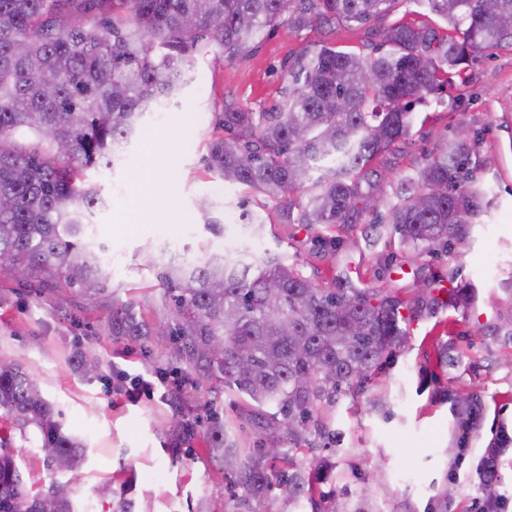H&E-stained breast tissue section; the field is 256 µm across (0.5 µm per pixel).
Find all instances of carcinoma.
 I'll list each match as a JSON object with an SVG mask.
<instances>
[{
	"mask_svg": "<svg viewBox=\"0 0 512 512\" xmlns=\"http://www.w3.org/2000/svg\"><path fill=\"white\" fill-rule=\"evenodd\" d=\"M391 0H0V261L25 275L21 285L53 279L97 298L112 280L105 247L90 220L105 205L85 171L129 145L145 115L165 109L187 83L204 40L232 60L285 24L298 32L339 23L366 25ZM448 28L398 23L382 31L374 57L323 41L288 66L282 96L266 112L224 104L225 136L209 145L208 170L280 201L281 224L344 227L378 206L383 174L374 161L408 136L412 105L443 87L467 83L478 53L512 40V0H426ZM476 139L452 136L399 181L398 202L377 213L416 252L462 235L486 196L474 180ZM305 197L299 203L294 196ZM206 230L223 220L203 203ZM235 252L174 258L158 278L170 317L158 326L130 303L112 301L117 338L170 342V373L204 371L251 400L248 416L267 435L240 448L216 412L210 448L224 462L237 508L278 488L288 506L341 512L336 494L315 498L317 477L332 468L299 455L336 438L329 421L340 397H355L404 345L407 328L439 298L405 302L391 293L324 288L288 256L249 241L267 217L247 208ZM288 448L265 451L268 436ZM34 441L53 473H76L85 444L63 431L59 412L33 374L0 362V512H75L70 482L52 479L32 493L11 448ZM486 507L499 508L496 459L480 468Z\"/></svg>",
	"mask_w": 512,
	"mask_h": 512,
	"instance_id": "obj_1",
	"label": "carcinoma"
}]
</instances>
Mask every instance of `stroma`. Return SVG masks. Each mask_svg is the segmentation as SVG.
<instances>
[{
    "mask_svg": "<svg viewBox=\"0 0 512 512\" xmlns=\"http://www.w3.org/2000/svg\"><path fill=\"white\" fill-rule=\"evenodd\" d=\"M436 19L415 0H393L371 24H341L329 32L282 27L230 61L201 42L178 100L147 116L139 138L114 166L87 171L108 203L92 222L109 247L116 298L76 293L60 308L52 292L23 290L0 264V359L35 372L44 397L62 413L64 431L85 443L73 497L78 512H115L124 499L133 501L134 512H195L202 498L210 512H233L224 465L210 450L205 427L185 440L175 423L202 422L214 411L236 425L241 447H255L258 434L244 417L247 396L203 376L182 384L165 377L166 337L147 345L113 337L112 303L132 301L145 320L166 319L163 288L147 255L161 257L168 242L190 260L205 249L234 248L242 241L243 208L275 215L277 202L226 184L206 168L209 142L224 134L217 121L225 102L267 111L305 47L326 41L373 56L381 29ZM471 74L467 86L415 105L410 136L378 163L387 174L383 198L392 204L399 179L459 127L477 133L474 175L489 194L464 240L412 256L391 228L373 231V214L365 211L348 227L271 224L253 246L257 253L270 248L286 254L328 288L441 299L434 315L414 321L406 346L367 391L336 406V468L321 489L343 493L367 512H433L443 496L448 512H481L479 467L502 436L508 443L498 453L499 493L504 512H512V44L486 51ZM158 165L164 169L159 182H139V173ZM204 199L225 221L222 237L203 227ZM80 352L95 359L93 373L73 368ZM142 379L150 389H138ZM106 483L112 493L105 497L100 489Z\"/></svg>",
    "mask_w": 512,
    "mask_h": 512,
    "instance_id": "1",
    "label": "stroma"
}]
</instances>
